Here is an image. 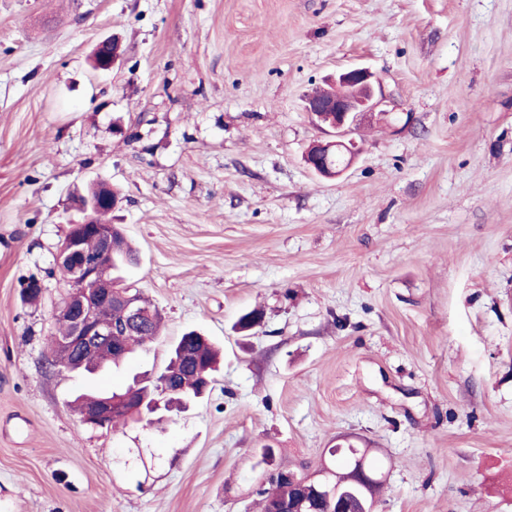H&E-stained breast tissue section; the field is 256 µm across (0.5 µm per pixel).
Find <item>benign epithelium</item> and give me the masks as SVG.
<instances>
[{
  "label": "benign epithelium",
  "mask_w": 512,
  "mask_h": 512,
  "mask_svg": "<svg viewBox=\"0 0 512 512\" xmlns=\"http://www.w3.org/2000/svg\"><path fill=\"white\" fill-rule=\"evenodd\" d=\"M380 83L369 68L351 66L341 72L335 88L327 97L312 96L307 100V110L321 121H330L335 139L312 147L307 155L308 164L324 177L340 176L354 161L358 147L353 134L359 118L373 114L381 106ZM98 197H87L76 201L77 209L84 215L81 222L72 225L55 255V266L67 284V292L57 308L56 317L62 319L67 328L64 335L51 337L53 350L45 355L43 363L49 371L57 369L62 362L79 353L112 346V339L126 337L147 317V306L142 299L130 291L116 290L112 280L101 275L103 265L112 259L114 250L113 225L101 224L98 213L106 208L114 209L119 198L112 195V188L97 184ZM93 232L97 250L90 253L83 246L84 230ZM117 308L122 317L123 332L112 328V308ZM164 392L152 399L145 398L137 406L139 415L153 414L166 405L171 395H180L179 386L158 380ZM127 410V402L105 400L84 410L80 420L97 428L112 425V418ZM360 485L366 490L379 486L381 479L370 472L365 459H354ZM332 471H318L314 478L320 486V494L327 498L337 496V488L331 486Z\"/></svg>",
  "instance_id": "1"
}]
</instances>
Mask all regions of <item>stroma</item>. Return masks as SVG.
I'll return each mask as SVG.
<instances>
[{
  "instance_id": "stroma-1",
  "label": "stroma",
  "mask_w": 512,
  "mask_h": 512,
  "mask_svg": "<svg viewBox=\"0 0 512 512\" xmlns=\"http://www.w3.org/2000/svg\"><path fill=\"white\" fill-rule=\"evenodd\" d=\"M355 64L382 111L328 179L304 101ZM96 181L163 326L65 376L55 253ZM190 330L224 350L205 398L81 423ZM348 445L385 464L374 512H512V0H0V512H262L263 449Z\"/></svg>"
}]
</instances>
